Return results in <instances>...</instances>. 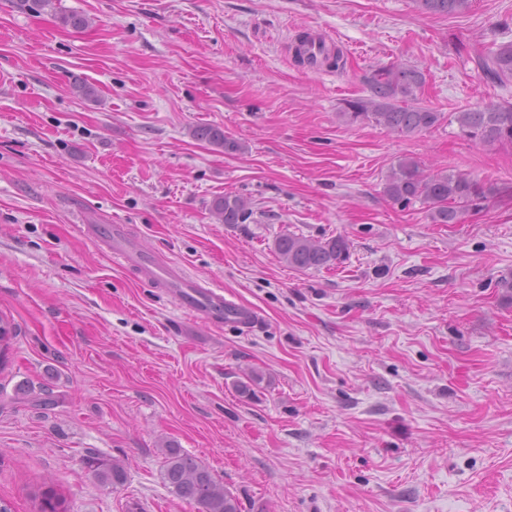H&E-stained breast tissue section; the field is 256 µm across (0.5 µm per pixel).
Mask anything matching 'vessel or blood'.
<instances>
[{
    "label": "vessel or blood",
    "instance_id": "vessel-or-blood-1",
    "mask_svg": "<svg viewBox=\"0 0 512 512\" xmlns=\"http://www.w3.org/2000/svg\"><path fill=\"white\" fill-rule=\"evenodd\" d=\"M82 231L139 276L167 288L183 309L214 323L231 324L241 330L257 326L259 318L253 308L226 299L223 291L202 286L183 268L141 251L127 225L86 224Z\"/></svg>",
    "mask_w": 512,
    "mask_h": 512
}]
</instances>
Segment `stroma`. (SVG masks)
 Wrapping results in <instances>:
<instances>
[{
	"instance_id": "obj_1",
	"label": "stroma",
	"mask_w": 512,
	"mask_h": 512,
	"mask_svg": "<svg viewBox=\"0 0 512 512\" xmlns=\"http://www.w3.org/2000/svg\"><path fill=\"white\" fill-rule=\"evenodd\" d=\"M0 0V499L40 512H197L167 447L243 512H512V146L457 124L403 137L336 115L393 63L419 105L512 104L457 42L512 41V0L461 14L415 0ZM86 15L77 30L61 11ZM343 53L296 63L299 33ZM86 81L97 101L77 97ZM222 128L228 154L196 140ZM497 192L455 224L384 193L404 157ZM250 212L224 224V194ZM141 247L255 308L242 331L197 319L80 230ZM340 236L296 271L277 238ZM123 465L102 486L87 465ZM192 135L198 140L224 147L225 153H234L241 149L240 144L236 140L225 136L224 131L219 127L198 126L193 130Z\"/></svg>"
}]
</instances>
